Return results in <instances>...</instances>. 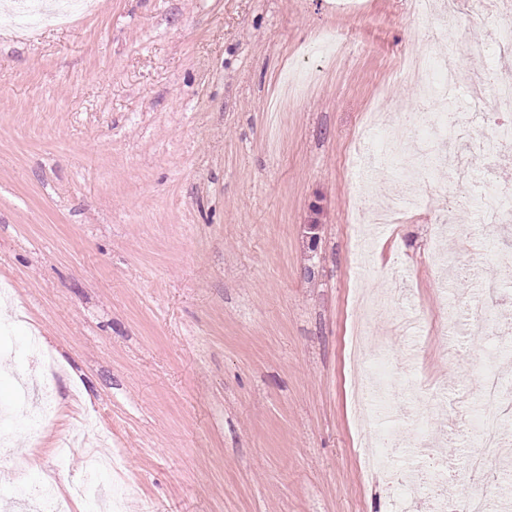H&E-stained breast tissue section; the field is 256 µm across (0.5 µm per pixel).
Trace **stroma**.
Returning a JSON list of instances; mask_svg holds the SVG:
<instances>
[{"instance_id": "obj_1", "label": "stroma", "mask_w": 512, "mask_h": 512, "mask_svg": "<svg viewBox=\"0 0 512 512\" xmlns=\"http://www.w3.org/2000/svg\"><path fill=\"white\" fill-rule=\"evenodd\" d=\"M326 32L351 34L348 51L271 111ZM427 33L417 0L355 15L336 0H94L25 26L0 5V406L23 383L40 405L45 375L58 403L39 441L13 431L0 512H29L19 472L70 492L99 440L139 484L123 512H393L361 466L357 301L386 293L418 315L414 337L371 333L433 398L418 406L433 435L479 408L489 347L512 376V268L495 256L512 224L460 237L473 210L437 166L416 208L364 225L367 264L345 234L362 179L399 186L351 141L371 108L416 104L399 62ZM458 127L449 163L512 186V151L472 161L464 143L488 126ZM34 335L51 369L18 351Z\"/></svg>"}]
</instances>
